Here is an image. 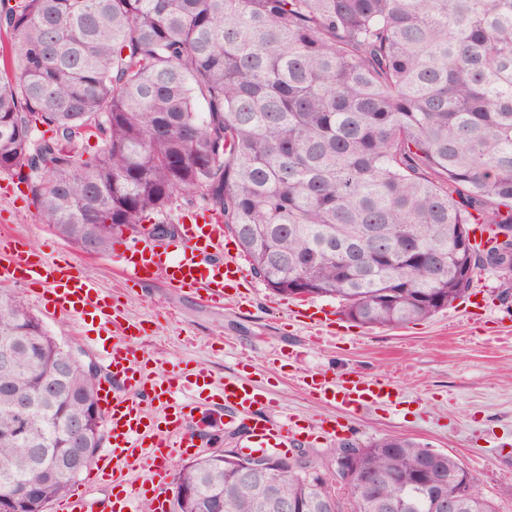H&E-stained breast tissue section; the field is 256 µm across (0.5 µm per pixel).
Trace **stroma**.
Segmentation results:
<instances>
[{
    "mask_svg": "<svg viewBox=\"0 0 512 512\" xmlns=\"http://www.w3.org/2000/svg\"><path fill=\"white\" fill-rule=\"evenodd\" d=\"M13 182L0 174V233L24 236L49 258L69 255L119 303L124 320L144 323L147 332L137 344L151 355V370L187 382L194 367L208 369L214 411L199 429L202 449L238 447L225 424L222 392L225 379H245L265 392L279 417L347 425L345 438L307 444L320 472L333 470L343 442L410 437L456 457L498 512H512V277L478 269L464 298L398 328L350 322L332 299L276 295L251 273L239 285L248 300L233 294L211 305L162 279L126 281L115 252L89 255L57 236L38 220L30 193L11 191ZM12 289L61 342L83 360L97 361L92 334L83 333L77 317L51 315L40 302L42 286L17 282ZM320 309L330 312L334 328L309 324ZM357 374L393 381L394 403L350 416L315 398L304 382L311 375Z\"/></svg>",
    "mask_w": 512,
    "mask_h": 512,
    "instance_id": "obj_1",
    "label": "stroma"
}]
</instances>
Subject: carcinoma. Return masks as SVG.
I'll return each instance as SVG.
<instances>
[{
  "mask_svg": "<svg viewBox=\"0 0 512 512\" xmlns=\"http://www.w3.org/2000/svg\"><path fill=\"white\" fill-rule=\"evenodd\" d=\"M0 27V173L83 252L184 194L275 294L331 298L377 328L431 317L512 260L498 241L512 229V0H0ZM2 336L16 358L0 367V494L38 481L24 512H46L77 479L51 475L73 450L67 423L94 410L85 458L101 447L99 381L59 376L71 347L3 289ZM342 450L322 481L307 451L278 457L273 486L240 480L237 450L199 456L177 473L198 500L177 512L216 497L269 512L271 495L344 512L342 491L352 512H432L407 485L430 448ZM459 468L440 453L450 493ZM459 512L497 509L476 492Z\"/></svg>",
  "mask_w": 512,
  "mask_h": 512,
  "instance_id": "obj_1",
  "label": "carcinoma"
}]
</instances>
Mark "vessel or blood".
Instances as JSON below:
<instances>
[{"mask_svg": "<svg viewBox=\"0 0 512 512\" xmlns=\"http://www.w3.org/2000/svg\"><path fill=\"white\" fill-rule=\"evenodd\" d=\"M224 226L207 221L185 226L170 259H163L158 245L150 238L138 239L129 254L121 258V273L131 282L158 278L194 291L205 302L222 304L229 289L243 275V268L224 256ZM0 281L31 282L46 286L45 307L61 314L77 315L81 324L107 340L98 350L105 376L98 385V397L106 412L110 446L90 467L83 484L55 501L53 512H92L91 490L100 482L113 489L112 512H134L138 499L151 497L154 512H167L165 489L171 475V461L193 454L198 444L186 422L206 415L210 374L196 367V392L192 397L177 395L175 379L151 373L149 359L135 346L137 327L122 326L118 304L106 299L94 282L81 274L77 264L42 257L25 238L0 239ZM310 391L318 398L336 402L347 413L377 404L393 403L396 385L389 380L347 376L336 383L310 379ZM224 406L245 414L242 424L244 448L259 452L286 446L289 440L316 433L336 436L335 421L298 427L275 420L273 405L252 383L229 379L223 388ZM158 405L161 417L148 416L144 407ZM142 470L148 475L142 486L127 480L129 472Z\"/></svg>", "mask_w": 512, "mask_h": 512, "instance_id": "b4317fda", "label": "vessel or blood"}]
</instances>
